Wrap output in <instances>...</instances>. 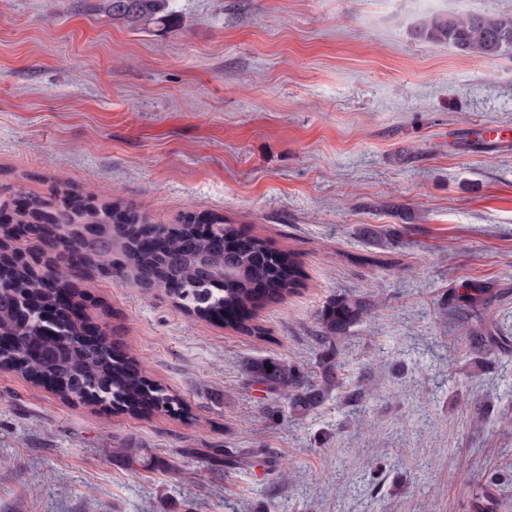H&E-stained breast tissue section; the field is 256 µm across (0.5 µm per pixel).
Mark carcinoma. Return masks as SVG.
Here are the masks:
<instances>
[{"label": "carcinoma", "instance_id": "carcinoma-1", "mask_svg": "<svg viewBox=\"0 0 512 512\" xmlns=\"http://www.w3.org/2000/svg\"><path fill=\"white\" fill-rule=\"evenodd\" d=\"M168 0H102L100 8L131 28L142 29L161 22ZM415 35L479 57H496L512 48V16L470 14L432 17L421 22ZM64 212L73 224H98L97 241L83 242L74 237L58 242L63 250L83 249L101 265L131 278L140 288L163 289L184 312L199 317L227 316L225 323L249 334L262 329L249 324L254 311L263 304L282 300L297 290L304 278L302 263L293 251L271 247L266 240L243 234L232 224L209 215L187 214L176 224H161L157 232L167 247L151 250L141 245L145 218L130 206L107 207L86 202L69 192L63 193ZM124 241V260L115 267L112 240ZM0 334L14 336V343L0 347V367L28 378L52 377L64 398L80 402H106L131 413L150 410L179 414L183 403L151 382L131 360L113 353L106 342L90 344L83 340L81 326L73 321L67 334L44 342L46 350L31 355L44 330L37 319L29 318L20 307L32 296L43 304L56 300L55 292L42 278L31 275L17 264L0 265ZM371 300L337 296L318 316L319 339L325 344L341 342L350 326L374 308ZM470 330L473 344L490 342L505 348L512 336L501 330L485 312ZM342 364L327 361L322 366V388L307 382L298 367L281 360H255L248 369L267 388L288 397L296 412L316 407L324 391L337 383ZM472 506L477 512L495 508L491 486L474 482L469 486Z\"/></svg>", "mask_w": 512, "mask_h": 512}]
</instances>
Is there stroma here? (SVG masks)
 <instances>
[{
  "label": "stroma",
  "mask_w": 512,
  "mask_h": 512,
  "mask_svg": "<svg viewBox=\"0 0 512 512\" xmlns=\"http://www.w3.org/2000/svg\"><path fill=\"white\" fill-rule=\"evenodd\" d=\"M99 2L0 0V201L56 213L73 189L152 224L209 214L298 253L305 278L250 336L98 265L62 273L86 327L188 414L0 369V512H474L469 483L493 475L512 512V351L454 352L470 321L451 299L487 284L512 331V143L475 139L512 129V53L414 35L512 0H169L144 29ZM339 295L379 303L341 344L340 383L291 414L247 365L321 383L318 315Z\"/></svg>",
  "instance_id": "obj_1"
}]
</instances>
